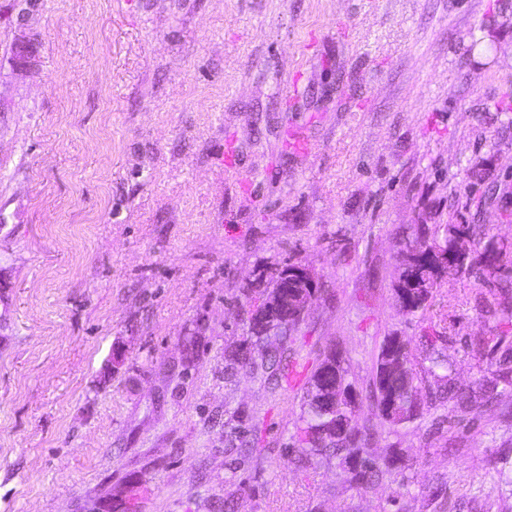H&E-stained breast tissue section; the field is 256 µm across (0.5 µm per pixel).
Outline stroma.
Masks as SVG:
<instances>
[{
	"mask_svg": "<svg viewBox=\"0 0 512 512\" xmlns=\"http://www.w3.org/2000/svg\"><path fill=\"white\" fill-rule=\"evenodd\" d=\"M450 221L512 254V0H0V512H512L497 277L395 293L400 242ZM297 262L274 388L224 354L261 360L250 304ZM390 335L468 397L423 380L364 491L302 465V386L339 351L364 424ZM275 282H277V288H292V299L296 305H298L297 312L293 316H287L285 320H289L290 322L293 318H295L297 321L301 320L306 312L308 302L312 296H306L303 289L315 288L311 271L303 265H296L290 269L280 270L270 286L272 289H269L270 291H268V299L275 292L273 287Z\"/></svg>",
	"mask_w": 512,
	"mask_h": 512,
	"instance_id": "stroma-1",
	"label": "stroma"
}]
</instances>
